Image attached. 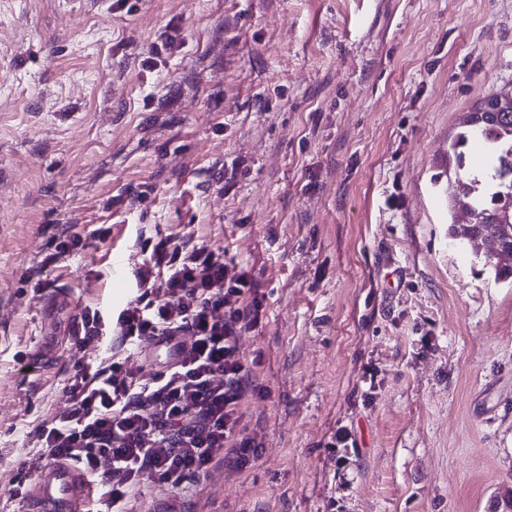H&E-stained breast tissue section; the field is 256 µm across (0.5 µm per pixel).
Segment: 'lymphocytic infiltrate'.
Segmentation results:
<instances>
[{"label":"lymphocytic infiltrate","instance_id":"f902f5d3","mask_svg":"<svg viewBox=\"0 0 512 512\" xmlns=\"http://www.w3.org/2000/svg\"><path fill=\"white\" fill-rule=\"evenodd\" d=\"M133 248L134 296L70 318L73 365L59 406L33 433L36 453L0 470V486L14 494L64 459L101 486L99 512H135L143 481L191 495L214 471L238 474L262 456L263 438L243 411L269 396L242 350L263 307L251 277L189 231L144 232ZM161 336L173 359L146 369L134 353Z\"/></svg>","mask_w":512,"mask_h":512}]
</instances>
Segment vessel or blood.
<instances>
[{"mask_svg":"<svg viewBox=\"0 0 512 512\" xmlns=\"http://www.w3.org/2000/svg\"><path fill=\"white\" fill-rule=\"evenodd\" d=\"M94 482L77 465L53 462L33 480L26 512H96Z\"/></svg>","mask_w":512,"mask_h":512,"instance_id":"1","label":"vessel or blood"}]
</instances>
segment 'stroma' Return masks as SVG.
Wrapping results in <instances>:
<instances>
[{"mask_svg": "<svg viewBox=\"0 0 512 512\" xmlns=\"http://www.w3.org/2000/svg\"><path fill=\"white\" fill-rule=\"evenodd\" d=\"M130 3L0 0V467L60 400L76 308L133 295L113 254L186 228L266 297L265 448L207 481L209 512H512V278L449 238L444 172L512 87V0ZM65 229L89 249L45 264ZM38 269L70 305L25 288Z\"/></svg>", "mask_w": 512, "mask_h": 512, "instance_id": "obj_1", "label": "stroma"}]
</instances>
